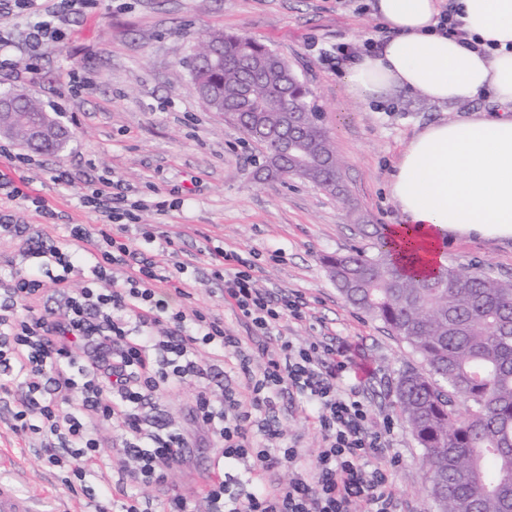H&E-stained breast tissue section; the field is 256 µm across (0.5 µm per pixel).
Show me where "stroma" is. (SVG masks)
<instances>
[{
	"instance_id": "stroma-1",
	"label": "stroma",
	"mask_w": 512,
	"mask_h": 512,
	"mask_svg": "<svg viewBox=\"0 0 512 512\" xmlns=\"http://www.w3.org/2000/svg\"><path fill=\"white\" fill-rule=\"evenodd\" d=\"M373 0H89L63 12L61 37L32 48L29 34L39 17L0 12V92L20 89L39 99L67 127L70 141L58 154L36 153L18 172L24 192L40 198L58 224H100L83 206L99 176L115 192L150 201L138 221L180 235L182 258L199 283V304L223 316L233 334L248 329L219 295L210 294V250L254 255L257 285L298 295L306 317L288 323L305 340L330 336L355 353L341 387L358 391L373 421L388 425L387 440L399 460L392 467L396 512H435L420 466L422 450L399 419L395 383L406 368L424 369L422 358L381 321L352 307L336 289L326 257L358 247L373 250L363 225L401 221L389 191L395 166L411 139L426 127L487 107L479 100L457 108L400 96L369 108L344 92L348 66L335 60L345 44L363 51L381 40ZM246 33L279 53L313 92L337 152L344 158L346 199L312 183L263 179L261 149L223 116L209 111L189 89L181 65L204 33ZM64 175L56 183V175ZM164 210H156V203ZM450 267L481 269L512 281V237L452 232ZM0 407V477H21L36 495L38 512L59 504L78 512L82 492L61 487L40 467L27 441L7 427ZM285 444L313 458L319 433L307 400L284 399L271 420Z\"/></svg>"
}]
</instances>
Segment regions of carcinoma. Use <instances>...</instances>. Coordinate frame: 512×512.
Returning a JSON list of instances; mask_svg holds the SVG:
<instances>
[{
	"label": "carcinoma",
	"mask_w": 512,
	"mask_h": 512,
	"mask_svg": "<svg viewBox=\"0 0 512 512\" xmlns=\"http://www.w3.org/2000/svg\"><path fill=\"white\" fill-rule=\"evenodd\" d=\"M195 48L202 56L215 48L220 58L196 70L192 90H204L208 107L260 146L267 175L284 174L274 130L295 117L296 143L308 163L292 176L346 195L345 161L310 105L312 93L285 90L288 63L276 51L247 34L224 32L203 35ZM242 63L260 70L244 93ZM21 110L53 124L33 98ZM0 131L27 141L7 114L0 116ZM377 239L375 253L355 249L327 267L351 305L382 321L427 365L401 373L395 404L423 449L436 512H512V282L444 265L416 274L392 258L388 228L378 230ZM461 400L470 403L464 415Z\"/></svg>",
	"instance_id": "1"
}]
</instances>
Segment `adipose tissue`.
I'll return each mask as SVG.
<instances>
[{"instance_id":"obj_1","label":"adipose tissue","mask_w":512,"mask_h":512,"mask_svg":"<svg viewBox=\"0 0 512 512\" xmlns=\"http://www.w3.org/2000/svg\"><path fill=\"white\" fill-rule=\"evenodd\" d=\"M387 34L350 66L345 91L383 102L419 93L438 105L490 97L491 117L428 126L403 153L390 181L404 224L423 248L410 270L445 263L444 233L512 236V0H454L462 29H440L439 0H375Z\"/></svg>"}]
</instances>
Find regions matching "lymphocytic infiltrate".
Instances as JSON below:
<instances>
[{"instance_id": "f902f5d3", "label": "lymphocytic infiltrate", "mask_w": 512, "mask_h": 512, "mask_svg": "<svg viewBox=\"0 0 512 512\" xmlns=\"http://www.w3.org/2000/svg\"><path fill=\"white\" fill-rule=\"evenodd\" d=\"M112 200L108 180L83 200L104 214L102 224L0 221V246L37 261L26 273L0 271V401L10 407V430L29 439L65 489L97 485L80 512H106L112 496L119 512H149L139 489L166 486L203 445L218 455L202 476L199 512H349L356 501L366 512H395L381 464L386 432L338 384L351 364L347 348L285 335L288 319L303 317L300 301L261 290L251 259L218 248L210 281L250 331L230 334L195 302L179 244L158 240L150 225L119 223ZM228 361L242 385L215 389L213 372ZM182 391L188 428L159 416L161 402ZM296 393L314 405L321 436L309 465L257 422ZM116 453L129 466L114 468ZM283 466L284 486L246 482Z\"/></svg>"}]
</instances>
